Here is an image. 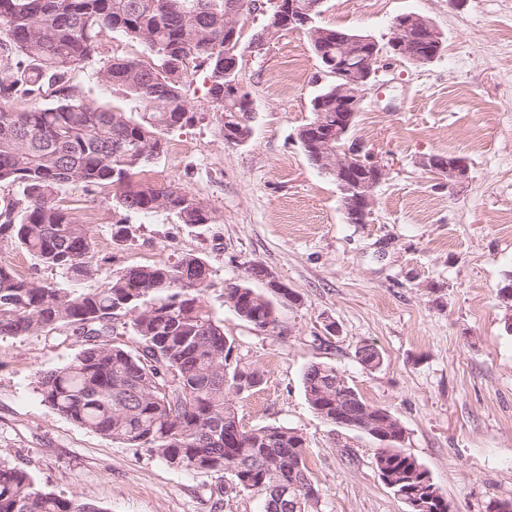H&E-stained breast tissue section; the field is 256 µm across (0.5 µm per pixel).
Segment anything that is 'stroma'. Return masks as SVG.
Wrapping results in <instances>:
<instances>
[{
  "label": "stroma",
  "mask_w": 512,
  "mask_h": 512,
  "mask_svg": "<svg viewBox=\"0 0 512 512\" xmlns=\"http://www.w3.org/2000/svg\"><path fill=\"white\" fill-rule=\"evenodd\" d=\"M430 19L444 50L416 65L382 54L353 138L385 166L372 217L346 223L332 178L305 156L297 133L310 101L329 81L307 34L285 32L265 54L247 46L265 18H239V68L254 103L246 144L225 146L203 73L190 79L194 124L166 134L165 151L144 177L199 199L211 224H182L168 213L109 210L110 189L67 191L62 205L86 220L103 274L173 263L188 253L210 269L205 301L233 338L242 363L263 383L238 400L243 427L282 425L302 433L318 512H409L375 468L378 443L334 426L310 407L302 375L314 363L336 366L370 404L388 409L404 430L403 447L428 470L454 512H486L512 500V0H325L323 25L386 42L404 13ZM140 45L102 37L97 53L71 73L84 101L123 107L97 73ZM462 155L466 181L449 188L421 160ZM130 238L112 242L115 223ZM258 261L300 301L279 307L277 337L255 331L224 301L226 284ZM335 323V334L324 326ZM371 344L382 364L356 358ZM80 338L35 333L0 337V462L25 467L37 483L102 512H210L225 474L170 468L144 448L87 431L42 400L40 372L68 363Z\"/></svg>",
  "instance_id": "35a3bbf8"
}]
</instances>
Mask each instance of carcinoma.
Returning <instances> with one entry per match:
<instances>
[{
    "label": "carcinoma",
    "mask_w": 512,
    "mask_h": 512,
    "mask_svg": "<svg viewBox=\"0 0 512 512\" xmlns=\"http://www.w3.org/2000/svg\"><path fill=\"white\" fill-rule=\"evenodd\" d=\"M227 0H0V183L19 187L21 198L0 209V241L61 271L67 287L20 278L0 265V336L63 332L82 339V350L62 367L42 372V401L59 416L104 438L147 448L168 466L209 474L229 471L223 494L301 481L288 492V508L264 499V512H309L319 489L306 465V438L284 426L245 429L233 397L245 381L260 387L263 374L240 362L234 339L210 312L204 291L206 261L187 254L172 264L140 265L100 275L95 240L60 206L61 195L81 186L111 188L110 208L168 212L182 224H211L212 213L176 187L135 181L165 148L166 132L194 120L186 102L192 72L205 70L208 94L221 127L251 132L248 94L224 97V5ZM325 33L327 72L344 50L336 29ZM105 33L145 50L143 57L114 56L99 74L102 85L131 101L137 112L86 103L71 84L74 68L91 57ZM28 103L25 109L13 105ZM251 275L225 286L237 316L260 332L283 335L276 304L296 303L288 290L263 295ZM134 346L117 340L116 323ZM359 363L374 369L381 352L366 344ZM305 397L323 420L354 422L362 432L390 440L375 456L381 480L392 470L412 489L428 471L402 448L404 431L391 412L366 402L343 382L336 367L315 363L303 374ZM0 512H102L77 498L37 486L23 467L0 463Z\"/></svg>",
    "instance_id": "cac0c4a2"
}]
</instances>
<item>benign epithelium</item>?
<instances>
[{
    "label": "benign epithelium",
    "instance_id": "benign-epithelium-1",
    "mask_svg": "<svg viewBox=\"0 0 512 512\" xmlns=\"http://www.w3.org/2000/svg\"><path fill=\"white\" fill-rule=\"evenodd\" d=\"M323 0H268L275 12L265 27L264 33L255 37L251 49L260 53L269 41L280 32L289 29L306 33L312 45L321 42L323 31L316 26V9ZM422 26L432 33L431 40L425 46L412 43L411 30ZM238 17H231L224 26V73L232 75L238 69V56L235 52L240 46ZM367 46L372 53L371 61L361 68H343L331 74L334 78L333 95L339 112L336 113V125L328 130L322 127V102L312 101L311 110L316 119L298 131V139L304 146H311L319 154L320 169L331 176L341 194L346 220L350 224L366 222L373 201V193L385 175V166L373 160L364 152L361 143L348 142L360 112L361 103L367 87L377 76L374 68L383 49L393 56L406 59L415 64H427L440 56L443 48L442 33L428 18L416 13L402 14L393 19L387 37L386 47H381L370 35H352L344 38V46L354 48ZM425 167L448 179L453 184L465 179L470 170L467 158L459 155L440 157L436 154L423 158Z\"/></svg>",
    "mask_w": 512,
    "mask_h": 512
}]
</instances>
